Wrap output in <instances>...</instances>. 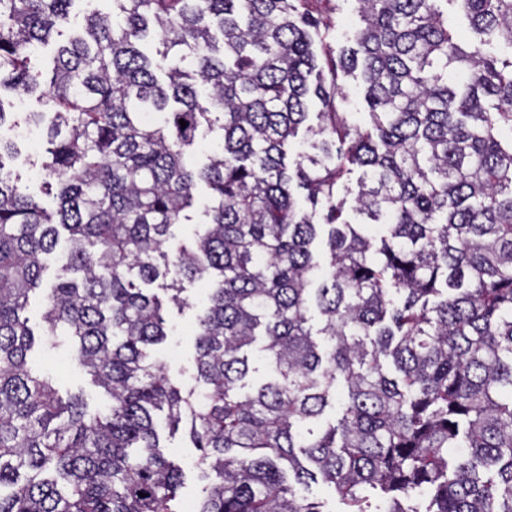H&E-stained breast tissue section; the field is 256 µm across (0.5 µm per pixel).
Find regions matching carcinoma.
Instances as JSON below:
<instances>
[{
    "mask_svg": "<svg viewBox=\"0 0 512 512\" xmlns=\"http://www.w3.org/2000/svg\"><path fill=\"white\" fill-rule=\"evenodd\" d=\"M76 2L0 0V129L17 99L41 104L24 123L51 116L57 199L27 192L0 135V512H179L159 412L218 478L195 512H324L295 489L316 478L345 512H418L423 494L425 512H512V59L485 51L512 48V0H357L338 66L360 79L366 129L329 111L343 88L319 69L308 0H109L41 62ZM448 2L472 41L448 33ZM217 129L221 150L187 164ZM353 167L360 223L340 197ZM201 185L187 245L172 228ZM62 239L44 335L71 338L104 414L29 366L25 311ZM194 282L209 288L185 395L151 354L163 305L187 306ZM255 348L274 376L253 386Z\"/></svg>",
    "mask_w": 512,
    "mask_h": 512,
    "instance_id": "1",
    "label": "carcinoma"
}]
</instances>
